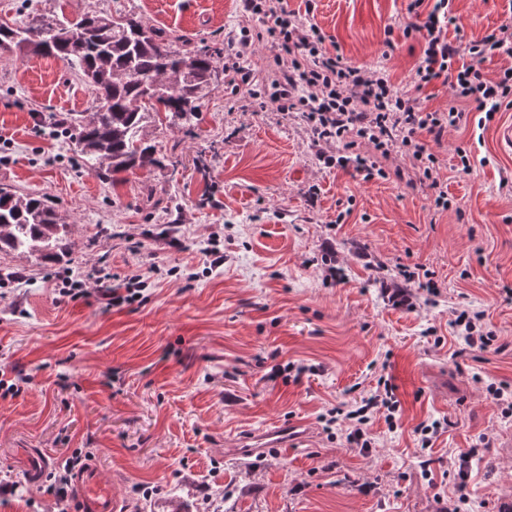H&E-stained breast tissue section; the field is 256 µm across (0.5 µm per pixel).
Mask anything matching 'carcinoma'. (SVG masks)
<instances>
[{
    "label": "carcinoma",
    "instance_id": "obj_1",
    "mask_svg": "<svg viewBox=\"0 0 512 512\" xmlns=\"http://www.w3.org/2000/svg\"><path fill=\"white\" fill-rule=\"evenodd\" d=\"M2 44L24 55L53 56L96 88L94 111L64 124L83 162L109 180L160 163L145 132L149 120L192 115L217 80L214 54L176 48L166 33L122 13L87 11L69 19L52 12L22 25L1 21ZM67 234L46 197L0 187V252L34 250L44 264H57L68 250Z\"/></svg>",
    "mask_w": 512,
    "mask_h": 512
}]
</instances>
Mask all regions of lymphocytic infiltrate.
<instances>
[{
  "mask_svg": "<svg viewBox=\"0 0 512 512\" xmlns=\"http://www.w3.org/2000/svg\"><path fill=\"white\" fill-rule=\"evenodd\" d=\"M250 25L241 27L229 42L224 56V79L232 94L255 102L259 111L302 113L315 146L335 147L323 155L326 167L352 171L363 181L402 178V171L387 172L376 161L357 151L367 142L382 156L400 154L409 158L420 183L433 193L436 208L448 210L450 201L436 168L432 150L448 130L467 121L459 102L475 103L485 121L496 112L512 107V67L496 78L483 72L486 61L497 56L512 58V23H505L476 41L463 37L449 39L448 29L457 17L451 0H408L410 17L405 37L419 42L422 53L412 76L413 91L401 92L389 74L374 66L348 61L339 45L329 42L314 21L315 4L307 0L304 12L289 10L287 0H241ZM269 42L275 53L268 65L267 79H258L247 60L257 45ZM435 81L448 83L456 100L445 111L423 107L416 95ZM484 310L462 306L453 325L464 350L486 352L496 344L487 330ZM399 401L391 383H384L362 404L346 413L350 447L367 453L372 446L368 423L380 413L388 425H395Z\"/></svg>",
  "mask_w": 512,
  "mask_h": 512,
  "instance_id": "f902f5d3",
  "label": "lymphocytic infiltrate"
}]
</instances>
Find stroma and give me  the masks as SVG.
<instances>
[{
  "mask_svg": "<svg viewBox=\"0 0 512 512\" xmlns=\"http://www.w3.org/2000/svg\"><path fill=\"white\" fill-rule=\"evenodd\" d=\"M465 40L512 19V0H453ZM121 11L177 37L178 48L225 50L248 25L240 0H0V19ZM314 21L357 64L409 89L420 57L405 38L406 0H315ZM393 51H386V41ZM95 89L53 57L0 46V186L46 196L66 222L59 268L32 251L0 252V512H60L45 475L28 477L20 449L53 467L88 453L120 512H503L512 503V412L489 384L512 386V109L485 129L468 122L433 151L453 208L424 187L362 181L319 161L301 113L255 112L216 84L190 122L148 124L160 163L109 182L67 137L36 135L33 113L89 111ZM469 150L472 169L456 165ZM205 170H198V157ZM224 253L212 268L207 247ZM431 273L440 292L403 287L399 265ZM151 268L142 302L68 301L57 269L117 278ZM331 267L343 280L328 279ZM470 302L508 348L460 354L451 326ZM309 371L294 381L285 363ZM396 388L395 426L375 417L368 453L350 448L327 411L353 406L379 380ZM451 420L426 452L421 423ZM305 437L261 448L275 426ZM490 447H483V440ZM470 458L460 500L451 457ZM430 458L422 469L421 458Z\"/></svg>",
  "mask_w": 512,
  "mask_h": 512,
  "instance_id": "35a3bbf8",
  "label": "stroma"
}]
</instances>
